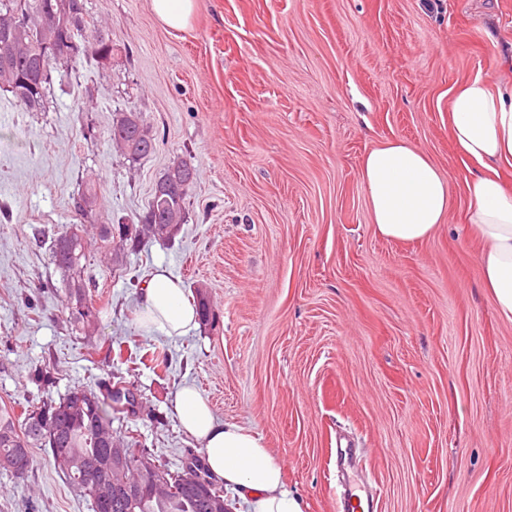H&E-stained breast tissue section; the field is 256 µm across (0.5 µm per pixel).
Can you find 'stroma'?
<instances>
[{"mask_svg":"<svg viewBox=\"0 0 512 512\" xmlns=\"http://www.w3.org/2000/svg\"><path fill=\"white\" fill-rule=\"evenodd\" d=\"M150 2L88 0L112 66L78 60L49 111L0 94V405L37 402L44 364L59 393L124 382L141 408L117 428L174 469L200 452L175 406L191 384L272 449L305 512L356 490L370 512H512V322L481 286L448 133L456 85L512 59V0H196L178 32ZM116 109L143 114L152 155L112 151ZM391 139L450 180L447 221L421 241L372 224L361 160ZM180 158L197 170L186 223L119 270L89 250L102 325L75 336L49 248L81 221L82 176L128 222ZM159 270L186 297L206 287L214 328L139 326ZM0 512L92 510L37 448L23 478L0 473Z\"/></svg>","mask_w":512,"mask_h":512,"instance_id":"1","label":"stroma"}]
</instances>
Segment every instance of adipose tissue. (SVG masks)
I'll list each match as a JSON object with an SVG mask.
<instances>
[{
    "instance_id": "ef3b65f1",
    "label": "adipose tissue",
    "mask_w": 512,
    "mask_h": 512,
    "mask_svg": "<svg viewBox=\"0 0 512 512\" xmlns=\"http://www.w3.org/2000/svg\"><path fill=\"white\" fill-rule=\"evenodd\" d=\"M448 130L459 159L480 168L464 182L467 222L481 244L482 286L498 314L512 322V188L498 171L512 164V74L491 78L479 73L460 83L449 99ZM361 179L372 222L386 239L426 238L449 216L448 179L424 150L404 141L368 151ZM137 320L143 329L168 336L185 335L197 325L179 279L165 272L155 273L141 291ZM176 405L211 472L250 512H304L301 500L284 485L281 464L257 434L218 421L194 387H183Z\"/></svg>"
}]
</instances>
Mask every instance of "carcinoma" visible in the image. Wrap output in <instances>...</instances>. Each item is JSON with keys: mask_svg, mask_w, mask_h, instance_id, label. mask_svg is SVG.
Masks as SVG:
<instances>
[{"mask_svg": "<svg viewBox=\"0 0 512 512\" xmlns=\"http://www.w3.org/2000/svg\"><path fill=\"white\" fill-rule=\"evenodd\" d=\"M59 0H0V15L13 16V26L0 30L5 40L18 48L10 62L9 76L0 72V91L11 95L25 112H45L53 75L76 62V57L44 56L39 53L46 22L59 16ZM66 24L71 39L87 42L84 51L99 68H108L115 53L112 38L94 22L86 0H69ZM109 140L113 149L130 161L151 155L155 141L139 112H121L112 119ZM176 173L184 183L182 190L159 197L152 193L146 211L134 224L136 234L123 233V225L108 217L94 225L95 240H90L84 224H70L56 238L51 261L66 283L70 327L73 334L90 337L100 328L99 309L92 302V282L87 275V253L91 243L110 256L112 267L123 266L122 251L137 248L144 240L166 242L173 233L163 231V215L175 212L179 222L186 218L189 189L195 170L190 163H172L166 174ZM82 216L101 212L103 203L93 181L74 202ZM196 311L204 326H215V314L205 287H194ZM136 393L116 384L104 389L75 386L54 397L44 392L39 402L17 415L0 406V472L17 478L32 465V450L45 448L55 469L71 487L91 503L92 512H213L224 506V487L213 478L197 457L186 459L172 471L157 463L151 453L133 450V437L112 429L121 416L135 413ZM134 482L132 493L118 492L116 483Z\"/></svg>", "mask_w": 512, "mask_h": 512, "instance_id": "carcinoma-1", "label": "carcinoma"}]
</instances>
